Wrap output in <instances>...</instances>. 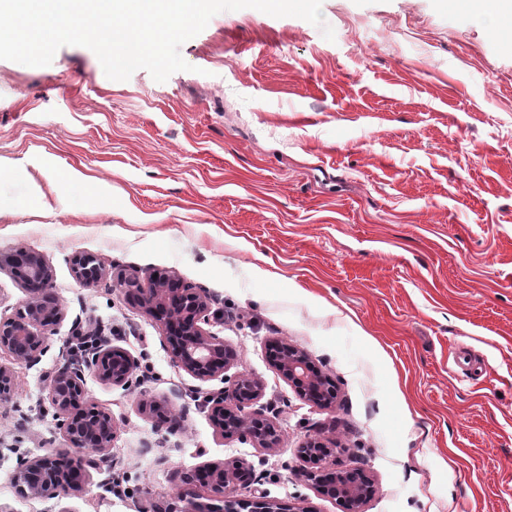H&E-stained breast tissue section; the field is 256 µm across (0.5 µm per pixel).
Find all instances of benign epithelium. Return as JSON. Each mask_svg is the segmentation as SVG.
Masks as SVG:
<instances>
[{
    "label": "benign epithelium",
    "mask_w": 512,
    "mask_h": 512,
    "mask_svg": "<svg viewBox=\"0 0 512 512\" xmlns=\"http://www.w3.org/2000/svg\"><path fill=\"white\" fill-rule=\"evenodd\" d=\"M75 279L86 287L98 285L109 270L88 254L71 259ZM6 270L20 283L25 299L14 315L0 317V351L11 358L0 364V401L14 389L17 369L38 361L47 346L48 336L65 319L64 308L52 289L53 268L36 252L16 249L0 254V271ZM129 304L151 318L160 328L172 362L199 380L225 379L235 353L224 337L207 329L211 325V302L203 289L183 286L174 277L152 273L124 280ZM78 342L68 348L63 363L55 370L49 401L62 432L65 447L19 459L13 483L22 498L54 499L81 493L91 480L90 470L109 455L117 426L112 415L95 407H80L85 397L84 372L91 369L99 380L117 387L132 383L137 362L125 350L109 344L98 332L84 333L75 328ZM268 357L277 373L295 388L306 402L320 408L336 405V383L300 346L286 340L268 344ZM264 393L263 383L240 374L224 389L209 398L210 420L222 437L240 435L257 448L274 450L282 446L283 436L273 423L249 411ZM142 410L159 427L174 429L183 415L174 404L147 397ZM349 452L333 439L310 438L297 449V455L315 468L305 471L323 496L338 501L344 512H365L374 493L373 483L357 469L338 463ZM94 457L87 458L85 454ZM252 475L240 462L205 464L182 473L175 499L182 506L159 504L153 512H214V501L224 502V512H239L236 486L247 484Z\"/></svg>",
    "instance_id": "benign-epithelium-1"
}]
</instances>
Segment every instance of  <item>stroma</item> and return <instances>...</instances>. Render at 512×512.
<instances>
[{
  "label": "stroma",
  "mask_w": 512,
  "mask_h": 512,
  "mask_svg": "<svg viewBox=\"0 0 512 512\" xmlns=\"http://www.w3.org/2000/svg\"><path fill=\"white\" fill-rule=\"evenodd\" d=\"M335 34L253 8L180 48L186 71L106 77L88 48L50 65L0 60V253L54 270L66 318L0 402V505L10 512H150L182 471L245 462L282 507L343 512L302 474L314 435L375 482L365 512H512V42L439 0H323ZM63 180L52 212L35 186ZM109 276L78 283L69 259ZM170 272L205 289L255 405L283 433L266 451L222 438L203 382L177 368L124 278ZM101 328L144 379L86 372L117 436L83 493L19 497V457L64 441L47 401L73 326ZM304 348L336 406L302 400L265 343ZM185 412L156 428L142 396ZM71 265L75 279L86 287L96 286L109 276V270L92 255L76 254Z\"/></svg>",
  "instance_id": "obj_1"
}]
</instances>
